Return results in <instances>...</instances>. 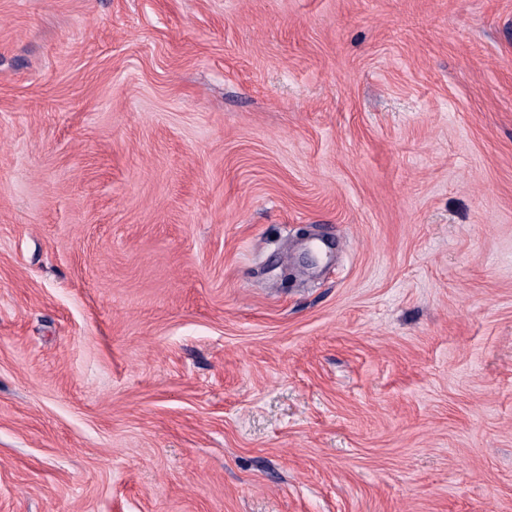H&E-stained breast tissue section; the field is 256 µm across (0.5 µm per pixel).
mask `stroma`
Instances as JSON below:
<instances>
[{
    "label": "stroma",
    "mask_w": 512,
    "mask_h": 512,
    "mask_svg": "<svg viewBox=\"0 0 512 512\" xmlns=\"http://www.w3.org/2000/svg\"><path fill=\"white\" fill-rule=\"evenodd\" d=\"M0 512H512V0H0Z\"/></svg>",
    "instance_id": "stroma-1"
}]
</instances>
